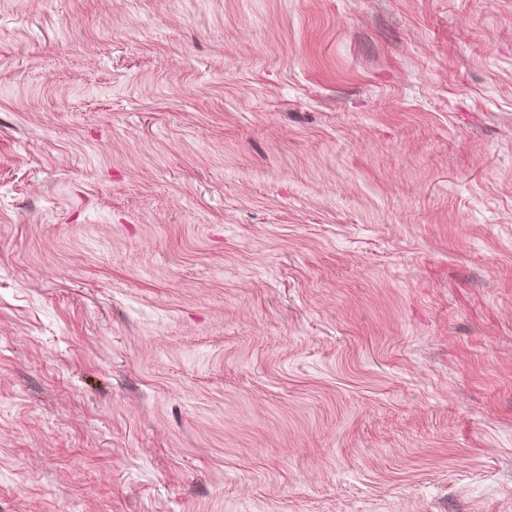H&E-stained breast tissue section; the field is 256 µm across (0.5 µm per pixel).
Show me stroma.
Wrapping results in <instances>:
<instances>
[{"label": "stroma", "instance_id": "35a3bbf8", "mask_svg": "<svg viewBox=\"0 0 512 512\" xmlns=\"http://www.w3.org/2000/svg\"><path fill=\"white\" fill-rule=\"evenodd\" d=\"M0 512H512V0H0Z\"/></svg>", "mask_w": 512, "mask_h": 512}]
</instances>
